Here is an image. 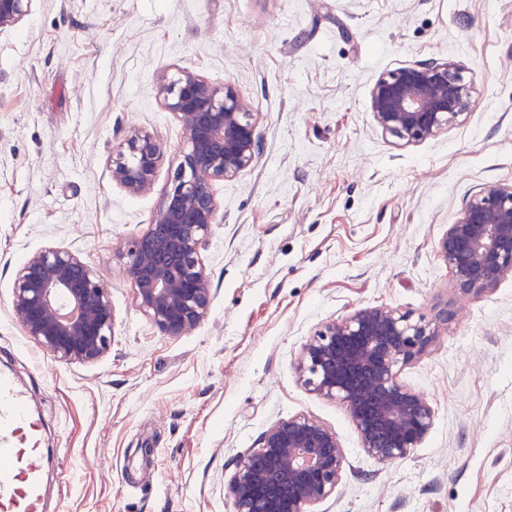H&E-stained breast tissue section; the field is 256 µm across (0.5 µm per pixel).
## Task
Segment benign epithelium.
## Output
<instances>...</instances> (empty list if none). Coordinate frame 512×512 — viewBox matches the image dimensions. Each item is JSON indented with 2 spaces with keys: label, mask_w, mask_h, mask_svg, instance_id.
Instances as JSON below:
<instances>
[{
  "label": "benign epithelium",
  "mask_w": 512,
  "mask_h": 512,
  "mask_svg": "<svg viewBox=\"0 0 512 512\" xmlns=\"http://www.w3.org/2000/svg\"><path fill=\"white\" fill-rule=\"evenodd\" d=\"M33 0H0V32L31 13ZM185 146L147 229L120 243L134 299L155 329L176 337L209 315L212 283L202 256L220 209L214 185L255 161L256 113L229 84L188 70L156 77ZM471 78L452 60H428L382 74L370 98L378 126L406 142L455 122L470 104ZM164 151L156 136L132 129L112 149V182L131 195L154 188ZM439 255L463 295L512 277V185L471 197L440 242ZM11 307L25 335L53 358L91 364L110 350L115 325L111 286L79 252L45 247L17 269ZM454 313L413 319L395 307L365 306L325 322L295 364L305 388L342 401L361 448L386 462L407 458L433 427L434 409L403 383L402 368L435 345ZM336 433L307 414L272 422L258 447L238 456L228 487L233 512H311L342 480Z\"/></svg>",
  "instance_id": "benign-epithelium-1"
}]
</instances>
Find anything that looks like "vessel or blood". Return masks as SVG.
Returning a JSON list of instances; mask_svg holds the SVG:
<instances>
[{
	"instance_id": "b4317fda",
	"label": "vessel or blood",
	"mask_w": 512,
	"mask_h": 512,
	"mask_svg": "<svg viewBox=\"0 0 512 512\" xmlns=\"http://www.w3.org/2000/svg\"><path fill=\"white\" fill-rule=\"evenodd\" d=\"M45 457L28 394L0 371V512H43Z\"/></svg>"
}]
</instances>
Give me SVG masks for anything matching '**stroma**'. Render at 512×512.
<instances>
[{"label": "stroma", "mask_w": 512, "mask_h": 512, "mask_svg": "<svg viewBox=\"0 0 512 512\" xmlns=\"http://www.w3.org/2000/svg\"><path fill=\"white\" fill-rule=\"evenodd\" d=\"M445 58L472 79L470 109L419 142L383 132L379 76ZM181 69L232 85L260 145L215 186L210 314L169 337L117 249L146 230L184 146L155 89ZM134 127L165 151L137 197L109 171ZM493 184H512V0H34L0 33V370L42 425L46 512H232L235 459L298 413L344 453L314 512H512V278L462 296L438 254ZM47 246L79 251L112 286L96 363L55 360L13 316L14 273ZM360 306L455 314L400 372L435 412L402 460L368 457L346 406L294 369L322 323Z\"/></svg>", "instance_id": "1"}]
</instances>
